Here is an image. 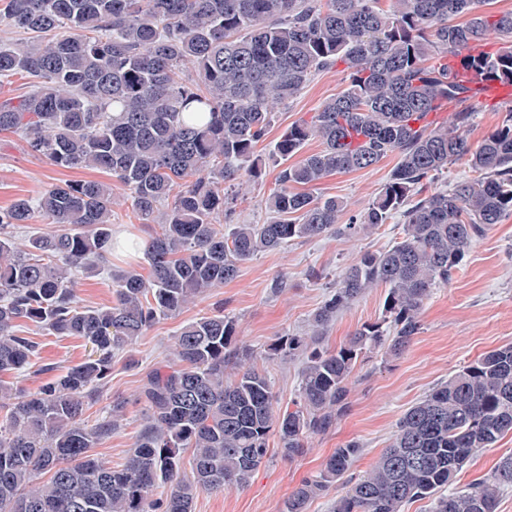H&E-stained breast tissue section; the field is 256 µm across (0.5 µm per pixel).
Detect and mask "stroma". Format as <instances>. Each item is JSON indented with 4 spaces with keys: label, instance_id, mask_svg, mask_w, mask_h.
<instances>
[{
    "label": "stroma",
    "instance_id": "stroma-1",
    "mask_svg": "<svg viewBox=\"0 0 512 512\" xmlns=\"http://www.w3.org/2000/svg\"><path fill=\"white\" fill-rule=\"evenodd\" d=\"M345 87L342 69L320 72L277 110L266 136L256 146L257 155L264 161L262 175L241 187L238 222L260 224L267 218L264 201L275 189L281 169L270 155L274 142L286 128L310 118L324 101ZM396 163L392 155L367 169L330 175L312 186L311 192L342 199L345 216L360 214L388 180ZM76 178L111 183L115 238L142 240L151 234V225L143 223L134 212L125 187L112 182L109 174L52 166L28 152L18 136L0 133V209ZM402 236L403 220L396 214L386 224L354 236L333 234L292 241L285 248L243 262L237 278L210 290L178 315L157 322L132 351L115 355L111 376L99 398L83 414L85 424L91 426L106 414L114 400L126 403L124 416L111 438L94 448L95 457L111 466L124 462L146 421V410L137 395L147 374L168 361L181 326L219 310L235 320L240 336L257 358L265 359L278 404L286 406L298 389L304 359L266 360L270 346L287 334L305 335L312 315L333 293L341 271L363 253L388 250ZM125 270L146 276L150 266L141 257H113L109 270L81 278L78 295L83 304L111 305L112 277ZM279 278L286 280V288H274ZM385 295V287L368 289L340 311L325 333V346L336 348L361 325L381 319ZM25 333L38 343L40 356L27 369L11 375L9 381L27 391L45 381L43 365H53L60 373L82 361L90 350L77 336H53L33 326L26 327ZM508 343H512V217L487 227L453 279L433 288L423 305L421 330L400 355L389 357L375 350L358 360L347 408L332 431L308 437L303 453L290 459L281 455L277 438H270L267 459L253 471L245 487L200 493L194 512H283L301 480L318 475L326 459L352 441L360 445L361 451L349 475H364L409 407L483 353Z\"/></svg>",
    "mask_w": 512,
    "mask_h": 512
}]
</instances>
